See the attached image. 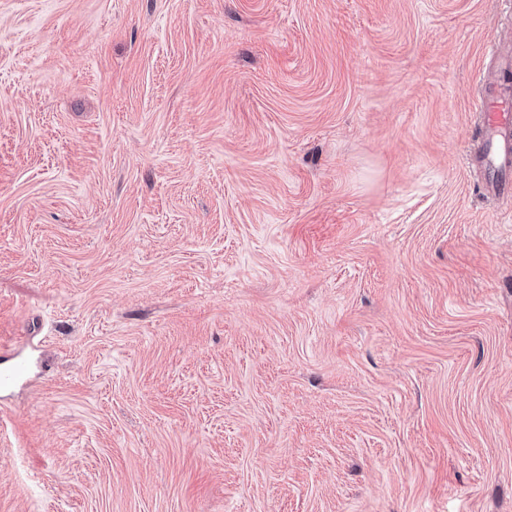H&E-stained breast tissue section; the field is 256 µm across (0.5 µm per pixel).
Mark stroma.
Listing matches in <instances>:
<instances>
[{
	"label": "stroma",
	"mask_w": 512,
	"mask_h": 512,
	"mask_svg": "<svg viewBox=\"0 0 512 512\" xmlns=\"http://www.w3.org/2000/svg\"><path fill=\"white\" fill-rule=\"evenodd\" d=\"M512 0H0V512H512ZM478 111L477 125L487 149L486 187L495 195H508L509 183L499 168L505 173L512 168V99L499 95L492 83H484ZM0 358L11 361L0 368V388H8L25 375L27 366L23 361L15 359L9 346H6L2 340Z\"/></svg>",
	"instance_id": "obj_1"
}]
</instances>
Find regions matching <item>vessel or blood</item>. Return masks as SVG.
Wrapping results in <instances>:
<instances>
[{"instance_id":"1","label":"vessel or blood","mask_w":512,"mask_h":512,"mask_svg":"<svg viewBox=\"0 0 512 512\" xmlns=\"http://www.w3.org/2000/svg\"><path fill=\"white\" fill-rule=\"evenodd\" d=\"M478 128L493 161L485 170L486 187L496 195L512 193L505 172L512 169V99L499 95L493 84H483L478 97ZM27 371L14 359L9 346L0 343V388H7Z\"/></svg>"}]
</instances>
